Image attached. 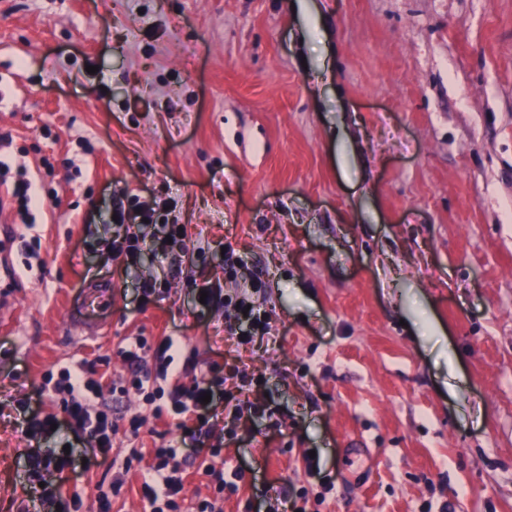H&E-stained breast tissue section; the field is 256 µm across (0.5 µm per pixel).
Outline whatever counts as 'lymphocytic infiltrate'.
Masks as SVG:
<instances>
[{"label": "lymphocytic infiltrate", "mask_w": 512, "mask_h": 512, "mask_svg": "<svg viewBox=\"0 0 512 512\" xmlns=\"http://www.w3.org/2000/svg\"><path fill=\"white\" fill-rule=\"evenodd\" d=\"M118 354L126 365V376L114 380L99 372L96 364L79 362L60 368L51 386L76 438L90 443L93 452L111 451L118 430L113 405L132 392L149 406L158 426L205 412L202 398L206 395L223 402L225 411L237 418L258 410L241 397L250 383L246 370L236 367L217 377L216 364L184 355L172 337L131 336ZM177 456L176 447L163 440L148 448L129 449L122 467L138 469L140 494L151 512H223L225 496L236 494L244 479L242 469H226L220 449H211L198 466L208 476L212 494L189 505Z\"/></svg>", "instance_id": "obj_1"}]
</instances>
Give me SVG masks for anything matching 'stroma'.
Listing matches in <instances>:
<instances>
[{"label": "stroma", "mask_w": 512, "mask_h": 512, "mask_svg": "<svg viewBox=\"0 0 512 512\" xmlns=\"http://www.w3.org/2000/svg\"><path fill=\"white\" fill-rule=\"evenodd\" d=\"M0 156L44 200L0 277V512H48L25 458L67 444L92 512L118 465L17 406L138 335L263 379L236 436L168 434L244 470L224 512H512V0H0ZM155 199L184 242L113 261L114 202ZM215 278L277 344L196 309ZM236 305H239L238 310L243 314V311L247 308V306H250V310L247 312L246 319L249 320V326L246 330H241L240 332H237L235 329L232 328L231 325H226L224 327V332L227 333L228 337L232 340L236 341V344L238 347L240 346H247L251 344L254 340V335L260 334L262 338L264 336H267L269 339H273L275 334L272 333V328L269 326V323L265 322L261 319L260 314H255L254 309L252 306L246 301L245 298L239 299L236 302ZM244 316V314H243ZM19 406L24 411L25 433L31 438H37L43 434H50L51 424H57L58 419L54 414L42 415L39 411H29V407L24 402H19Z\"/></svg>", "instance_id": "stroma-1"}]
</instances>
